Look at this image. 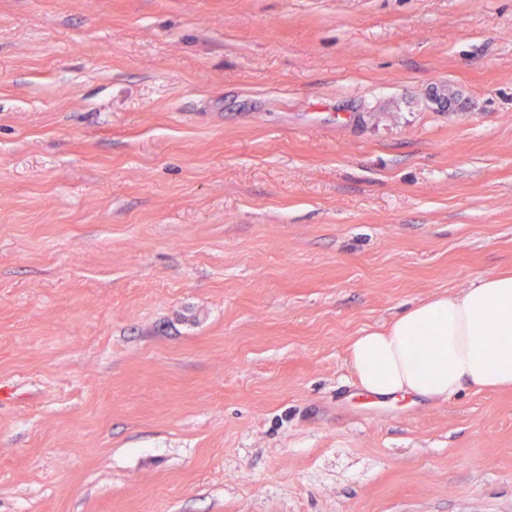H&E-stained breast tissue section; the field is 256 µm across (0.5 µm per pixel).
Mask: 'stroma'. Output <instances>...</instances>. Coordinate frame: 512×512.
<instances>
[{
    "mask_svg": "<svg viewBox=\"0 0 512 512\" xmlns=\"http://www.w3.org/2000/svg\"><path fill=\"white\" fill-rule=\"evenodd\" d=\"M502 270L512 0H0V512H512L348 363Z\"/></svg>",
    "mask_w": 512,
    "mask_h": 512,
    "instance_id": "35a3bbf8",
    "label": "stroma"
}]
</instances>
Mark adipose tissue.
Here are the masks:
<instances>
[{
  "label": "adipose tissue",
  "mask_w": 512,
  "mask_h": 512,
  "mask_svg": "<svg viewBox=\"0 0 512 512\" xmlns=\"http://www.w3.org/2000/svg\"><path fill=\"white\" fill-rule=\"evenodd\" d=\"M427 336L416 347L419 336ZM350 370L370 398L442 401L512 388V271L438 294L354 338Z\"/></svg>",
  "instance_id": "adipose-tissue-1"
}]
</instances>
